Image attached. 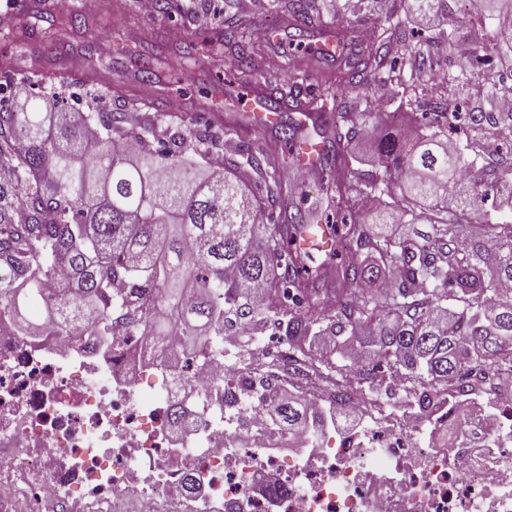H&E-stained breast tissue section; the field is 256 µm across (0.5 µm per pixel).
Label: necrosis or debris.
<instances>
[{
  "mask_svg": "<svg viewBox=\"0 0 512 512\" xmlns=\"http://www.w3.org/2000/svg\"><path fill=\"white\" fill-rule=\"evenodd\" d=\"M122 346L111 358L71 336L35 348L0 323V512H512L510 368L508 391L464 397L440 422L371 405L350 374L336 407L365 425L317 436L271 426L270 401H243L253 382L318 402L313 381L185 364L176 333ZM181 381L194 414L179 434L167 408Z\"/></svg>",
  "mask_w": 512,
  "mask_h": 512,
  "instance_id": "1",
  "label": "necrosis or debris"
}]
</instances>
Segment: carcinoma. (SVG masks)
<instances>
[{
	"mask_svg": "<svg viewBox=\"0 0 512 512\" xmlns=\"http://www.w3.org/2000/svg\"><path fill=\"white\" fill-rule=\"evenodd\" d=\"M278 2L288 25L302 16L324 38H336L339 75L302 99L299 80L281 79L275 66L265 77L266 107L309 109L338 145L364 135L379 163L365 173L339 149L320 153L316 164L331 171L324 189L336 213L324 262L311 269L310 255L292 247L315 223L313 215L298 209L285 225L269 223V206L291 188L261 136L250 150L233 147L258 178L254 189L231 155L223 170L207 175L184 165L189 148L209 154L221 142L232 144L229 127L189 141L179 130L158 127L148 112L91 106L51 122L41 105L25 102L0 112V319L33 342L54 332L89 335L107 352L137 327L153 336L176 328L202 363L224 357L226 336L258 342L271 330L285 339L288 370L323 381L331 392L340 390L342 368L316 351L312 337L335 341L369 326L402 387L418 385L425 397L443 385L448 400L463 396L473 370L512 367V297H501V286L512 284V220L492 222L477 208L487 185L512 197V144L499 154L500 166L488 169L491 182L459 181L485 153L486 141L512 127V112L467 113L470 135L455 149L458 112L443 123L425 122L421 96L441 99L447 83H429L432 75L405 35L412 15H451L449 0H410V9L389 12L361 46L353 27L327 29L312 0ZM482 2L486 17L469 18L474 40L512 75V40L490 41L486 33V18L512 19V0ZM59 17L74 27L89 24L73 9L36 20L52 34ZM227 27L225 47L238 80L250 83L247 23L231 16ZM4 74L12 84L49 79L50 90L35 94L40 102L77 84L56 72ZM377 80L390 86L400 111L373 104ZM126 140L139 151L119 149ZM377 195L384 200L375 220H360L355 202ZM390 218L423 221L428 230L391 237L376 228ZM364 251L371 262L360 258ZM382 271L389 287L362 288ZM330 275L343 279L347 293L320 287ZM59 279L61 293L51 302L47 283ZM274 413L282 428L308 425L309 406L298 400L281 399Z\"/></svg>",
	"mask_w": 512,
	"mask_h": 512,
	"instance_id": "obj_1",
	"label": "carcinoma"
}]
</instances>
